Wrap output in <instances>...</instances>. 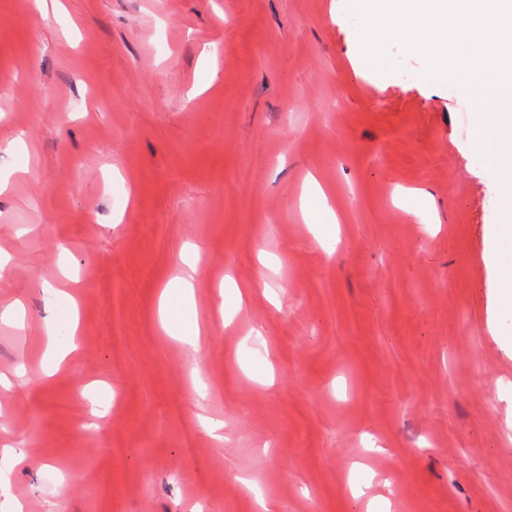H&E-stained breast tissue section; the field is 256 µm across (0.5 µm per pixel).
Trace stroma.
<instances>
[{
  "label": "stroma",
  "instance_id": "1",
  "mask_svg": "<svg viewBox=\"0 0 512 512\" xmlns=\"http://www.w3.org/2000/svg\"><path fill=\"white\" fill-rule=\"evenodd\" d=\"M60 3L0 0V307L22 303L0 320V447L27 451L7 475L23 512H512V322L463 98L401 80L423 63L394 42L395 71L365 67L348 0ZM205 46L221 81L194 97ZM190 245L193 346L158 315ZM44 282L81 317L51 375ZM309 231L321 243H333L336 231V215L327 198L314 180H307L300 198Z\"/></svg>",
  "mask_w": 512,
  "mask_h": 512
}]
</instances>
